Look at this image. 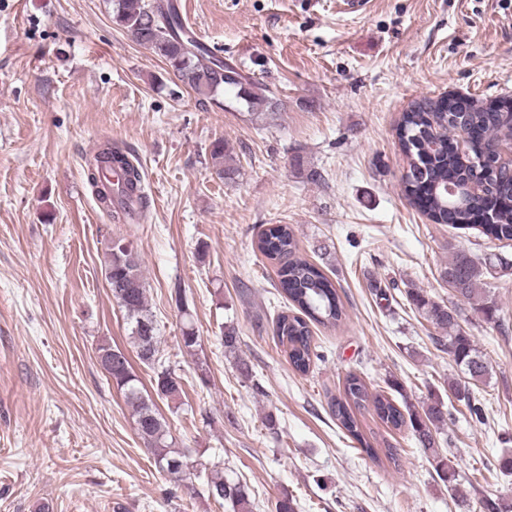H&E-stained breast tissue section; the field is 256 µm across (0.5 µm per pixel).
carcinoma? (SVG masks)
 Returning a JSON list of instances; mask_svg holds the SVG:
<instances>
[{
    "instance_id": "1",
    "label": "carcinoma",
    "mask_w": 512,
    "mask_h": 512,
    "mask_svg": "<svg viewBox=\"0 0 512 512\" xmlns=\"http://www.w3.org/2000/svg\"><path fill=\"white\" fill-rule=\"evenodd\" d=\"M113 19L140 45L163 59L166 65L200 99L212 97L222 88L237 89V98L250 112H275V94L266 86L250 82L236 66L214 56L185 26L175 0H115ZM464 132L469 140V153L460 155L448 151L449 135ZM399 142L408 160L406 177L402 179L404 193L411 201L425 200L430 216L438 224L469 226L477 213L484 215L480 232L497 240H512V174L505 166L482 162L481 148L490 140H512V103L498 99L474 104L466 110L453 99L413 102L403 113L399 124ZM122 171L123 182L107 192L100 189L103 169ZM87 179L102 209L117 221L130 219L129 209L136 205L138 213L149 206L143 176L128 150L109 141L88 162ZM476 179L485 187V195H462L468 181ZM256 249L279 265L281 293L298 310L296 314H281L275 322V335L284 347L289 363L299 372L309 371L318 357L313 343L312 326L335 327L344 315V303L324 272L302 258L293 232L286 224H272L256 241ZM452 286L456 296L485 320L498 318L497 303L490 298L488 288L494 275L487 262H479L464 250L451 252L440 272ZM105 278L112 296L126 315L130 339L137 358L153 371L152 387L161 398L175 400L184 393L175 371L165 365L160 354L154 315L148 299L146 283L138 254L123 237L112 239L105 263ZM413 304L421 310L440 335L432 337L434 344L448 352L467 376L456 381L450 390L463 403L470 419L484 421L483 405L470 392L468 380L483 381L489 375L488 365L474 337L462 329L458 311L428 298L419 290L409 292ZM112 356V366L104 367L112 384L121 390L132 409L137 429L147 443L156 464L167 474L179 478L187 467L181 451L175 448L166 422L159 416L152 399L142 392L124 353L114 355L108 343L98 346V358ZM372 404L379 419L399 429L409 426L416 442L431 453L435 468L448 476V458L438 452L436 432L445 422L448 410L439 401L416 409H399L381 393L369 390L356 374L347 376L343 394L332 398L334 415L362 449L370 454L372 445L361 430L356 410ZM208 496L219 504L229 503L233 512H252L253 504L245 487L224 479L219 469L207 477Z\"/></svg>"
}]
</instances>
